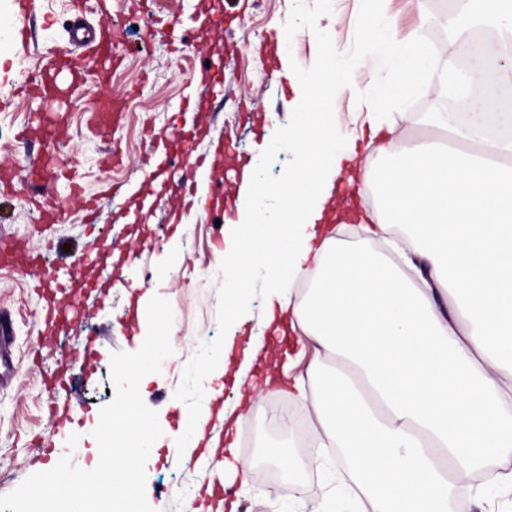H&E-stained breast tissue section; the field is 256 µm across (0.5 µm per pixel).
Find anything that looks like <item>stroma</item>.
<instances>
[{
  "mask_svg": "<svg viewBox=\"0 0 512 512\" xmlns=\"http://www.w3.org/2000/svg\"><path fill=\"white\" fill-rule=\"evenodd\" d=\"M212 0H148L133 7L112 0V14L87 11L92 26L117 27V67L109 78H88L65 100L10 99L43 54L66 46L75 19L69 0H34L28 46L15 38L13 0H0V232L38 255L31 268H0V320L7 332L10 376L0 380V496L29 475L53 468L64 455L89 469L99 453L92 435L112 396V353L137 351L147 333L153 295L173 308L174 355L140 383L145 404L158 413L163 435L146 463V498L154 512H315L326 496L324 476L306 469L270 483L225 484L222 463L235 452L253 465L265 450L296 435L269 428L266 414L227 431L219 412H234L235 372L252 335L264 325L260 285L248 289L236 317L224 316V250L237 221L243 167L276 184L296 163L288 149L269 150L268 130L292 116L291 78H307L328 47L345 58L364 45L367 0H224V28L212 31ZM437 0H385L383 14L399 33L416 29L421 14L437 17ZM289 66H282V59ZM222 69L223 86L202 92L200 70ZM206 96L187 123L191 144L210 168L183 163L178 112ZM125 104L123 123L98 127L102 100ZM448 91L418 86L386 118L407 137L435 134L430 116L444 110ZM62 108L66 131L51 144L22 137L37 114ZM164 143L172 162L155 177L147 165ZM52 151L59 165L38 193L26 178L30 160ZM206 190L203 210L185 202L183 186ZM85 264L91 287L67 325L46 332V297L65 301V285ZM227 360L223 379L209 364ZM205 415L204 439L191 445L180 428Z\"/></svg>",
  "mask_w": 512,
  "mask_h": 512,
  "instance_id": "35a3bbf8",
  "label": "stroma"
}]
</instances>
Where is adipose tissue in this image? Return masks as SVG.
Listing matches in <instances>:
<instances>
[{
	"label": "adipose tissue",
	"mask_w": 512,
	"mask_h": 512,
	"mask_svg": "<svg viewBox=\"0 0 512 512\" xmlns=\"http://www.w3.org/2000/svg\"><path fill=\"white\" fill-rule=\"evenodd\" d=\"M466 16L512 42V0H466ZM434 22L421 15L406 39L367 22L370 61L397 60L386 101L451 78L462 99L493 111L480 65L457 75L452 61L432 64L423 30ZM360 69L327 52L295 85L293 123L266 137L296 151L298 167L278 187L244 172L238 188L224 313L235 316L240 288L264 277L267 323L289 314L313 359L288 387L266 381L236 422L288 394L306 408L317 453L267 448L283 471L340 455L336 484L362 498L364 512H448L453 490L479 475L512 490V137L483 136L476 116L439 121L444 139L407 142L358 84ZM342 93L366 112L375 158L360 160L354 140H337L332 109ZM346 169L377 198L356 244L324 222ZM273 195L287 226L263 207ZM304 278L308 288L296 292Z\"/></svg>",
	"instance_id": "ef3b65f1"
}]
</instances>
